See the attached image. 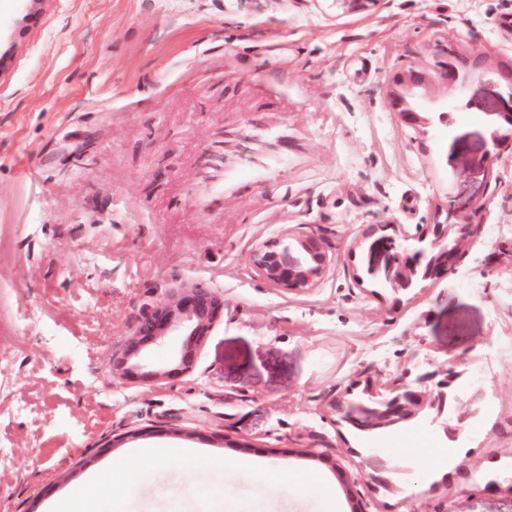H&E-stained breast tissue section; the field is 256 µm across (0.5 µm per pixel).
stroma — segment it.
I'll return each instance as SVG.
<instances>
[{"instance_id": "stroma-1", "label": "stroma", "mask_w": 512, "mask_h": 512, "mask_svg": "<svg viewBox=\"0 0 512 512\" xmlns=\"http://www.w3.org/2000/svg\"><path fill=\"white\" fill-rule=\"evenodd\" d=\"M509 18L512 0H0V512H47L149 447L196 456L147 467L98 512H350L334 468L375 454L366 512H512V139L482 162L512 89L467 80L429 135L388 105L391 75L441 45L512 60ZM220 144L232 181L210 210ZM464 167L487 204L457 269L407 292L357 284L349 251L369 228L421 235ZM309 233L333 253L315 288L255 273L263 243ZM183 284L224 298L192 370L113 378L146 303ZM421 343L464 361L478 419L452 441L419 419L376 437L338 421L352 379L399 371ZM425 448L452 469L417 474ZM227 455L316 486L272 492L225 475Z\"/></svg>"}]
</instances>
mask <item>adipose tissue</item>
<instances>
[{
  "label": "adipose tissue",
  "mask_w": 512,
  "mask_h": 512,
  "mask_svg": "<svg viewBox=\"0 0 512 512\" xmlns=\"http://www.w3.org/2000/svg\"><path fill=\"white\" fill-rule=\"evenodd\" d=\"M165 458L166 454L162 449H140L135 456L134 465L121 478H114L108 472L89 474L74 485L68 494L52 502L49 512H95L94 503L98 498L111 493H137L143 466L163 462Z\"/></svg>",
  "instance_id": "adipose-tissue-1"
}]
</instances>
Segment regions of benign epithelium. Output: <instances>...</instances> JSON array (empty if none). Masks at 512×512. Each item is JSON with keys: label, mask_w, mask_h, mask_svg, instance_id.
<instances>
[{"label": "benign epithelium", "mask_w": 512, "mask_h": 512, "mask_svg": "<svg viewBox=\"0 0 512 512\" xmlns=\"http://www.w3.org/2000/svg\"><path fill=\"white\" fill-rule=\"evenodd\" d=\"M440 80L446 96L432 88L435 77L416 67L396 73L389 83V105L399 113L404 123L417 132L426 133L433 127L431 115L439 119L447 116L448 104L454 102L460 72L448 63L452 59H468L476 69L465 76L479 77L489 69L499 72L512 84V62H495L481 45L462 51L454 44L439 50ZM494 115V129L490 134L491 148L486 150L485 162L495 157L502 141L512 135V94L500 97ZM484 194L471 187L470 176L464 169L456 172L455 191L448 195L447 222L430 225L424 236L405 235L395 238L382 235L378 240L393 249H401L411 260L422 262L433 252L443 253V265L434 270L432 278L441 280L456 269L473 238L481 228V214L485 209ZM332 256L329 246L316 234L294 238L288 244L281 239L269 241L256 249L251 262L256 273L269 283L290 291L302 292L313 288L324 275ZM224 312V299L208 288L200 286L170 289L164 301L147 306L131 337L121 353L112 357V373L121 379H159L189 372L197 349L210 328ZM184 337L174 357V367L165 371H144L130 360L149 345L169 335ZM460 377L456 362L448 359L437 362L429 357L421 363L405 367L387 380L360 375L345 388L333 403L340 421L371 427L380 422L397 424L421 417L438 427L448 439H455L465 423L479 409L483 399L480 391L471 394L464 410H457L460 397L455 382ZM365 473L355 475L341 472V482L352 501V512H363L353 488Z\"/></svg>", "instance_id": "benign-epithelium-1"}]
</instances>
